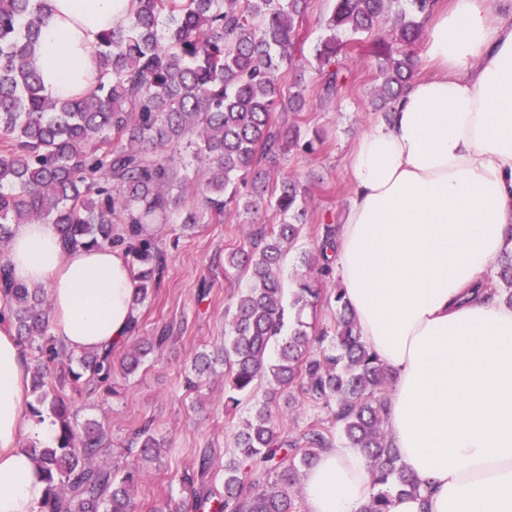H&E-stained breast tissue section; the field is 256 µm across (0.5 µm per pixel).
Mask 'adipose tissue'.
Instances as JSON below:
<instances>
[{
  "mask_svg": "<svg viewBox=\"0 0 512 512\" xmlns=\"http://www.w3.org/2000/svg\"><path fill=\"white\" fill-rule=\"evenodd\" d=\"M37 64L54 100L88 92L90 51L129 0H44ZM434 73L350 154L352 190L334 268L368 349L389 370L386 425L419 494L388 512H512V305L489 286L512 245V0H449L424 19ZM46 287L53 336L101 352L131 334L135 283L121 250H65L56 225H15L0 257ZM28 358L0 319V512H33L45 484L23 436ZM376 488L364 456L323 450L304 512H359Z\"/></svg>",
  "mask_w": 512,
  "mask_h": 512,
  "instance_id": "obj_1",
  "label": "adipose tissue"
}]
</instances>
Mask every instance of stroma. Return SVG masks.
<instances>
[{
	"label": "stroma",
	"mask_w": 512,
	"mask_h": 512,
	"mask_svg": "<svg viewBox=\"0 0 512 512\" xmlns=\"http://www.w3.org/2000/svg\"><path fill=\"white\" fill-rule=\"evenodd\" d=\"M334 5V0H311L299 38L309 62L302 70L285 66L276 74L282 87L298 80L308 90L301 111L274 114L277 128L299 129L300 141L271 164V174L295 175L308 200L300 237L282 263L287 282L309 273L306 260L317 255L323 225L339 224L345 216L350 199L349 154L378 117L372 100L382 77L377 59L364 50L394 41L398 30L395 14L388 13L360 41L347 44L338 56L348 72L341 95L320 97L324 76L312 56ZM278 221L266 205L254 211L232 205L223 215L189 228L171 221L153 239L166 260L163 281L138 306L137 328L114 348L113 357L122 359L164 329L170 339L163 350L150 353L135 374H115L111 390L75 399L78 423L99 424L107 433V444L98 456L103 466L119 459L134 429L151 422L161 452L142 464L146 478L134 491L135 512H197L182 478L206 448L215 458L210 485L219 492L224 489V460L253 403L246 400L238 408L225 409L223 363H214L210 376L197 387L187 388L186 379L194 374L197 355L213 353L223 345L225 309L247 284L246 274L225 266V254L246 246L258 225Z\"/></svg>",
	"instance_id": "stroma-1"
}]
</instances>
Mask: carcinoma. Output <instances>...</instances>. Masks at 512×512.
<instances>
[{
    "label": "carcinoma",
    "instance_id": "carcinoma-1",
    "mask_svg": "<svg viewBox=\"0 0 512 512\" xmlns=\"http://www.w3.org/2000/svg\"><path fill=\"white\" fill-rule=\"evenodd\" d=\"M435 0H336L326 20L331 31L317 49L325 71L320 94L331 98L344 86L336 63L339 34L371 31L379 17L398 6L399 46L378 53L384 76L375 108L391 111L414 72L406 46L422 34L418 18ZM310 0H130L126 21L102 33L92 49L97 76L93 89L53 100L43 92L35 63L41 35L42 0H0V243L12 225L45 221L58 226L68 251L117 246L143 224H167L179 215L197 224L194 209L182 210L184 171L195 166L204 209L224 213L245 200L257 208L266 192L261 162H276L294 142L273 126L278 109L300 111L306 88L286 92L275 73L296 55L300 27ZM281 222L262 225L248 245L224 263L242 268L250 286L228 308L221 353L195 358L198 376L221 360L224 408L254 396L262 381L275 388L255 405L224 462V494L208 476L212 456L198 460L189 481L196 507L209 512H301V477L319 451L339 442L360 450L377 492L360 512H386L396 490L419 493V483L399 465L386 428L391 378L356 331L342 289L327 292L333 276L326 254L336 226L323 225L315 275H301L285 293L281 261L299 237L306 210L304 188L293 176L281 179L269 199ZM137 288L134 304L159 287L164 255L148 240L129 243ZM492 292L512 304V251L497 261ZM0 314L8 316L24 346L36 353L30 413L58 426L52 447L33 450L48 485L34 512H134L133 488L144 478L140 462L160 444L145 425L136 430L128 456L111 468L97 464L106 441L96 423L78 425L63 386L111 387L112 375L127 376L142 363L136 350L114 362L112 350L80 355L81 370H63L55 339L48 336L50 298L0 268ZM319 306L336 308L334 334L314 336L304 317ZM300 402L313 417L288 429L275 413L277 400Z\"/></svg>",
    "mask_w": 512,
    "mask_h": 512
}]
</instances>
